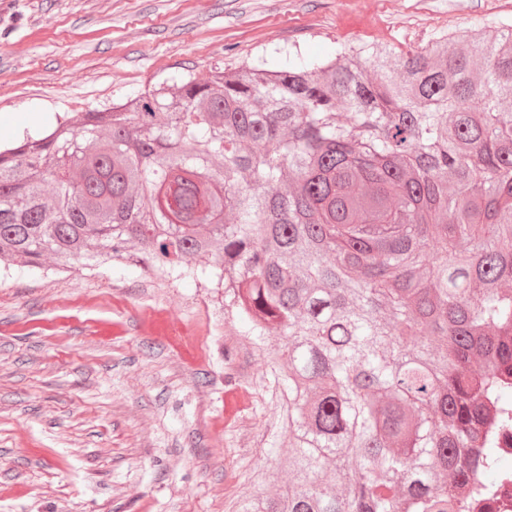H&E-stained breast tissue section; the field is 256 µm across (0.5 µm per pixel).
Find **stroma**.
Wrapping results in <instances>:
<instances>
[{
	"instance_id": "35a3bbf8",
	"label": "stroma",
	"mask_w": 512,
	"mask_h": 512,
	"mask_svg": "<svg viewBox=\"0 0 512 512\" xmlns=\"http://www.w3.org/2000/svg\"><path fill=\"white\" fill-rule=\"evenodd\" d=\"M504 25L512 0H0V143L181 77ZM238 343L223 289L1 263L0 512H227L258 491L262 412L224 426Z\"/></svg>"
}]
</instances>
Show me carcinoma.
<instances>
[{
  "label": "carcinoma",
  "mask_w": 512,
  "mask_h": 512,
  "mask_svg": "<svg viewBox=\"0 0 512 512\" xmlns=\"http://www.w3.org/2000/svg\"><path fill=\"white\" fill-rule=\"evenodd\" d=\"M102 254L215 282L267 357L224 427L259 402L288 481L229 512L505 509L511 27L182 78L0 150V257Z\"/></svg>",
  "instance_id": "carcinoma-1"
}]
</instances>
